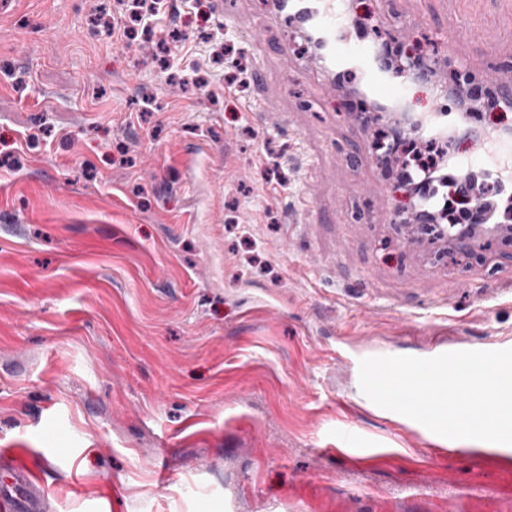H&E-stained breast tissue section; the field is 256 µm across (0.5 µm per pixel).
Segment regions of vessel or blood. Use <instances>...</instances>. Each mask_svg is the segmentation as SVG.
<instances>
[{
    "mask_svg": "<svg viewBox=\"0 0 512 512\" xmlns=\"http://www.w3.org/2000/svg\"><path fill=\"white\" fill-rule=\"evenodd\" d=\"M283 9L298 25L308 28L317 38V51L322 63L342 70L361 73V87L367 100L390 104L406 101L409 82L394 78L379 61L375 42L348 39L342 32L349 25L348 0H283ZM448 113L443 105L421 114L418 131L434 137L448 127ZM459 129L474 134L475 149L465 161L466 166L482 167L497 182L512 185V137L494 131L477 132L473 117L460 115ZM512 347L507 338L482 341L455 339L432 347L430 356L462 350H501ZM45 493L40 476L20 461H13L9 470L0 473V512H45Z\"/></svg>",
    "mask_w": 512,
    "mask_h": 512,
    "instance_id": "b4317fda",
    "label": "vessel or blood"
}]
</instances>
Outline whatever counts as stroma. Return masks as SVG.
Segmentation results:
<instances>
[{"instance_id": "35a3bbf8", "label": "stroma", "mask_w": 512, "mask_h": 512, "mask_svg": "<svg viewBox=\"0 0 512 512\" xmlns=\"http://www.w3.org/2000/svg\"><path fill=\"white\" fill-rule=\"evenodd\" d=\"M351 8L445 77L512 82V0ZM111 9L0 0V448L48 512H512V445L432 447L336 359L512 338V294L485 296L512 279V239L391 223L411 202L373 149L388 121L345 111L358 76L315 66L270 0H235L231 42L269 44L235 116L183 80L221 83L219 60L193 46L162 74L154 43L96 27ZM266 153L288 189H267ZM348 425L375 457L327 453Z\"/></svg>"}]
</instances>
